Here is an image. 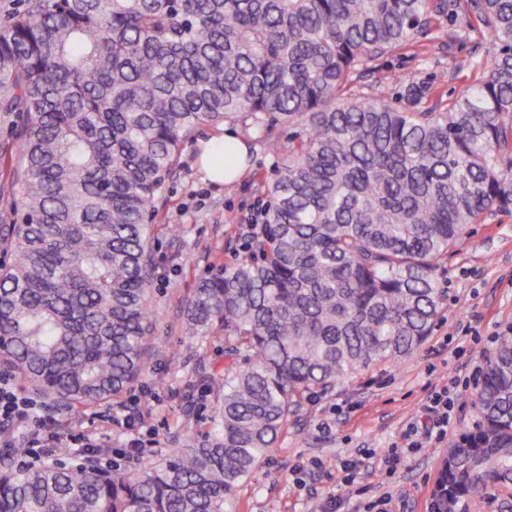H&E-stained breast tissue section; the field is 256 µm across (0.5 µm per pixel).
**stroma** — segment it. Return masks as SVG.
<instances>
[{
  "label": "stroma",
  "mask_w": 512,
  "mask_h": 512,
  "mask_svg": "<svg viewBox=\"0 0 512 512\" xmlns=\"http://www.w3.org/2000/svg\"><path fill=\"white\" fill-rule=\"evenodd\" d=\"M447 26V18H439L434 32L416 47L380 60L377 69L357 79L354 93L382 95L395 103L413 77L435 81L447 95L460 93L469 82L471 63L485 59L488 44L475 32L460 42L437 38L436 30ZM227 128L250 151L249 168L232 192L206 181L198 164L203 142ZM271 133L284 143L290 130L279 125ZM271 133L244 113L225 126L199 127L185 140L154 198L149 287L154 348L145 376L124 395L123 408L132 418H145L157 447H182L184 409H192L197 429L206 428L213 414L214 394L193 383L192 376L203 362L223 370L224 342L188 335L183 310L199 279L218 272L261 233L259 210L272 199L279 165L266 148ZM169 224L178 225L177 234L166 232ZM439 279L447 295L422 346L396 365L361 373L306 402L275 451L240 488L233 512H358L366 501L358 493L362 487L374 494L393 490L404 501L402 512H424L445 448L428 447L405 457L388 486L381 484L375 464L403 444L408 423L423 416L436 389L455 390L449 440L479 425L472 373L485 365L500 333L512 326V215L473 225L443 262ZM361 449L368 456L354 484L345 485L341 463ZM311 462L315 470L299 472V465Z\"/></svg>",
  "instance_id": "35a3bbf8"
}]
</instances>
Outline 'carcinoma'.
Wrapping results in <instances>:
<instances>
[{
	"mask_svg": "<svg viewBox=\"0 0 512 512\" xmlns=\"http://www.w3.org/2000/svg\"><path fill=\"white\" fill-rule=\"evenodd\" d=\"M487 35L477 77L445 100L354 97L431 22ZM0 112L22 117L0 197V371L74 416L140 379L155 319L149 213L199 126L242 113L302 126L261 236L184 307L224 337L211 425L138 470L0 463V512H224L315 392L392 365L430 335L439 268L474 224L512 213V0H30L0 25ZM448 449L434 493L468 512L512 490V336Z\"/></svg>",
	"mask_w": 512,
	"mask_h": 512,
	"instance_id": "cac0c4a2",
	"label": "carcinoma"
}]
</instances>
